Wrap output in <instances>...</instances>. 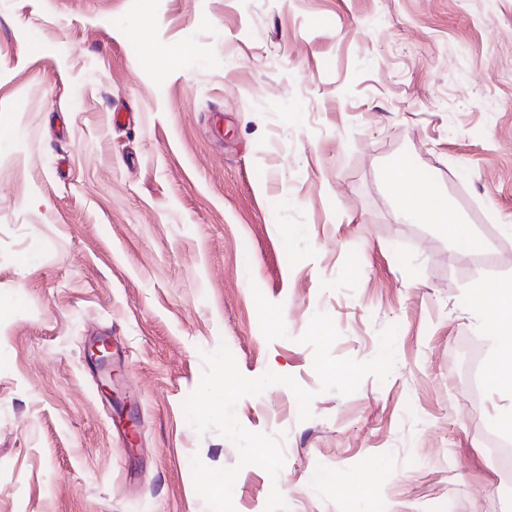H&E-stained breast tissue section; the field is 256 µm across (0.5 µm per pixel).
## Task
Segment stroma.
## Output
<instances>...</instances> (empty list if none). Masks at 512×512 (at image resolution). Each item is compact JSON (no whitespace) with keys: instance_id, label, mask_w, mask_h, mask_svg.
<instances>
[{"instance_id":"obj_1","label":"stroma","mask_w":512,"mask_h":512,"mask_svg":"<svg viewBox=\"0 0 512 512\" xmlns=\"http://www.w3.org/2000/svg\"><path fill=\"white\" fill-rule=\"evenodd\" d=\"M402 164L452 222L405 218ZM508 224L512 0H0V512H209L192 460L238 451L184 403L222 345L316 394L237 403L285 464L235 512H512L468 352ZM319 312L360 362L397 326L388 378L320 392Z\"/></svg>"}]
</instances>
